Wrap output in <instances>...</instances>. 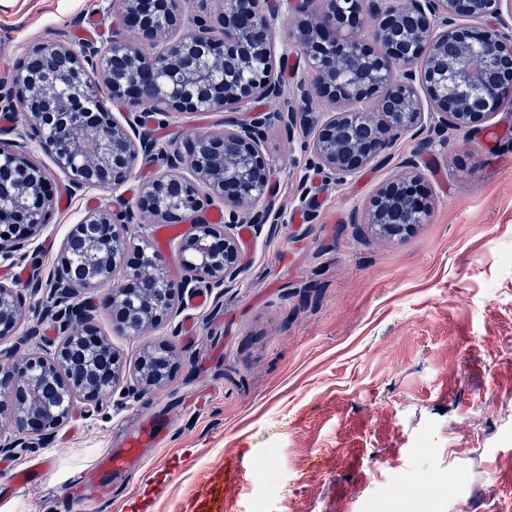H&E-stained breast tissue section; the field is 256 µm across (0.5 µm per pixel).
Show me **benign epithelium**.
<instances>
[{"label":"benign epithelium","mask_w":512,"mask_h":512,"mask_svg":"<svg viewBox=\"0 0 512 512\" xmlns=\"http://www.w3.org/2000/svg\"><path fill=\"white\" fill-rule=\"evenodd\" d=\"M173 3L112 0L110 6L124 23L156 34L177 24ZM366 12L375 19L373 43L356 33L347 41L349 19ZM505 15L512 19V0H397L388 7L379 0H326L322 15L299 30L297 45L315 73L319 94L350 107L331 112L319 126L311 146L314 164L346 177L378 158L391 136L421 134L427 113L437 117L441 129L470 128L498 111L512 97V40L482 21ZM462 17L479 25L462 26ZM272 26L258 0H224L218 11H202L161 56L146 53L129 33L112 39L104 51L46 42L29 48L12 82L0 85V103L23 107L42 147L78 188L119 185L139 155L156 150L168 166L141 185L127 214L91 210L66 236L51 272L61 305L53 314L61 339L48 356L24 357L0 368V393L7 397L0 400V411L9 406L17 434L51 433L80 403L95 407L116 395L142 394L162 381L153 356L140 359L125 385L109 345L101 344L99 362L86 360L84 326L91 316L67 301L80 289L110 284L104 305L126 335L140 336L169 322L185 287L222 288L236 275L241 252L225 228L238 226L237 212L259 201L269 181L261 149L268 116L229 124L222 134L195 135L181 149L158 150L133 120L112 117L98 77H105L112 99L127 98L140 107L162 96L171 113L240 112L257 98L278 95ZM215 29L222 37L213 36ZM371 97L377 118L369 120L368 134L351 133L336 143L340 128L364 116L356 105ZM403 198L426 216L424 204L401 178L372 198L370 223L385 234H403L409 225L386 221L389 206ZM216 199L228 213L224 224H193L178 243L175 258L186 272L182 284L170 277L165 255L148 239L129 234L138 214L180 224ZM52 208L46 173L14 144L0 141V257L7 244H17L21 229L46 223ZM121 267L126 284L114 282ZM22 312L18 291L0 282V337L13 334Z\"/></svg>","instance_id":"7a95c632"}]
</instances>
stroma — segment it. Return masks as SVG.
Instances as JSON below:
<instances>
[{
  "instance_id": "obj_1",
  "label": "stroma",
  "mask_w": 512,
  "mask_h": 512,
  "mask_svg": "<svg viewBox=\"0 0 512 512\" xmlns=\"http://www.w3.org/2000/svg\"><path fill=\"white\" fill-rule=\"evenodd\" d=\"M108 0H0V82L10 81L27 46L62 39L105 49L117 25ZM274 18L275 70L283 96L240 112L165 114L107 101L117 120L137 118L164 145L245 122L269 121L264 153L272 170L237 277L223 290H185L172 321L143 336L120 332L99 291L72 302L93 315L97 336L126 365L144 349L171 353L164 383L142 397L77 410L28 448L0 453V503L16 512H512V101L470 129L393 138L382 159L338 177L311 163L315 129L329 103L312 94L293 128L277 118L298 81L313 82L293 37L310 15L295 0H260ZM0 139L27 153L52 182L54 208L16 252L0 258V281L17 288L25 315L0 338V365L44 353L58 329L50 287L33 291L60 258L74 224L91 209L132 207L162 159L138 158L127 180L77 190L40 146L21 107L0 121ZM413 159L430 214L403 237L367 222L376 191ZM205 294V306L192 300ZM166 428L143 449L140 469L104 472L82 486L99 454L122 447L146 421ZM250 449L257 476L235 484L224 458ZM40 463L42 477L14 474ZM457 477L432 499L412 487Z\"/></svg>"
}]
</instances>
